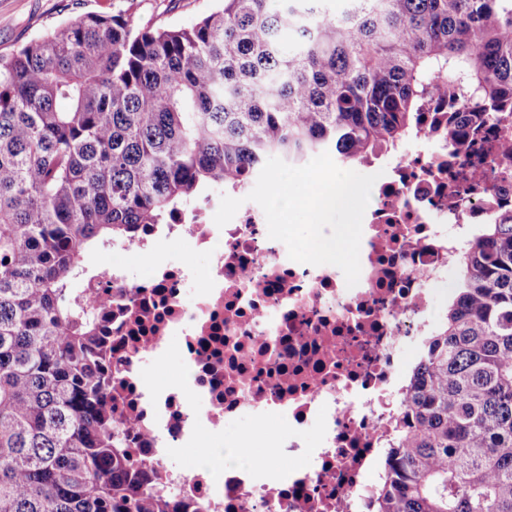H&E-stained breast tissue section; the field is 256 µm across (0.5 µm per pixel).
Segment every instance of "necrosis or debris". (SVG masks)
Segmentation results:
<instances>
[{
	"mask_svg": "<svg viewBox=\"0 0 512 512\" xmlns=\"http://www.w3.org/2000/svg\"><path fill=\"white\" fill-rule=\"evenodd\" d=\"M415 141L372 187L354 287L336 266L290 260L255 202L217 227V190L117 242L149 257V276L116 266L82 280L111 341L112 421L174 512H366L401 377L437 327L434 290L470 225L488 223L489 200L512 206V158L492 125L466 155L444 124ZM174 360L177 383L147 379ZM241 417L273 453L305 448L311 431L319 441L268 468L183 463L201 436L223 447Z\"/></svg>",
	"mask_w": 512,
	"mask_h": 512,
	"instance_id": "1",
	"label": "necrosis or debris"
}]
</instances>
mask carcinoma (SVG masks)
<instances>
[{
    "mask_svg": "<svg viewBox=\"0 0 512 512\" xmlns=\"http://www.w3.org/2000/svg\"><path fill=\"white\" fill-rule=\"evenodd\" d=\"M220 2L190 27L87 12L0 54V512H169L131 468L72 287L97 246L273 156L370 166L437 96L512 153V0ZM448 140L470 148L451 120ZM454 268L372 512H512V207Z\"/></svg>",
    "mask_w": 512,
    "mask_h": 512,
    "instance_id": "obj_1",
    "label": "carcinoma"
}]
</instances>
